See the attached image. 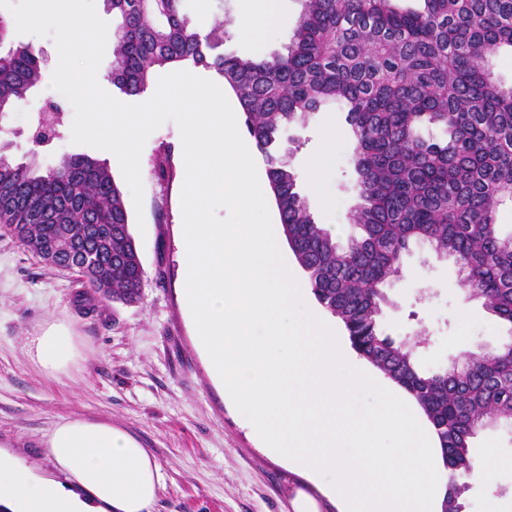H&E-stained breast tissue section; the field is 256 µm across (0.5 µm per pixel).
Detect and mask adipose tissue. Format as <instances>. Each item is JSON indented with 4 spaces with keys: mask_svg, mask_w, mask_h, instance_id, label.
Listing matches in <instances>:
<instances>
[{
    "mask_svg": "<svg viewBox=\"0 0 512 512\" xmlns=\"http://www.w3.org/2000/svg\"><path fill=\"white\" fill-rule=\"evenodd\" d=\"M33 343L48 372L62 370L74 357L70 337L55 329ZM45 445L63 480L40 476L0 452V512H149L163 484L149 449L109 423L59 422Z\"/></svg>",
    "mask_w": 512,
    "mask_h": 512,
    "instance_id": "ef3b65f1",
    "label": "adipose tissue"
}]
</instances>
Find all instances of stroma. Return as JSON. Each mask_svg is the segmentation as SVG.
Masks as SVG:
<instances>
[{
	"label": "stroma",
	"mask_w": 512,
	"mask_h": 512,
	"mask_svg": "<svg viewBox=\"0 0 512 512\" xmlns=\"http://www.w3.org/2000/svg\"><path fill=\"white\" fill-rule=\"evenodd\" d=\"M243 6L244 0H184L190 25L201 32L224 22L231 34L225 51L243 57L284 52L302 0H279L289 25L271 27L258 38L237 23ZM13 39L41 53L44 70L36 92L4 119L17 132L12 157L24 161L34 155L45 165L66 153L86 154L106 162L116 182L124 183L114 154L73 143L69 136L74 109L50 86L58 63L52 37L17 33ZM53 102L63 108L64 137L36 147L31 118ZM345 115L343 108L328 107L289 129L282 152L300 186H307L310 161L325 148L327 126L345 128ZM164 144L171 146L172 157L162 177L155 168L157 150ZM353 151L352 139L337 142L324 169L335 209H326L319 197H306L316 222L342 243L351 232L350 212L357 202ZM140 177L143 222L130 226L144 271L139 303L102 299L95 309H87L72 272L51 266L11 236H0V449L56 479L60 472L44 448L54 425L69 419L108 422L149 448L162 468L163 487L151 512H293L299 489L318 498L320 512H343L341 500L322 496L305 475L265 447L214 386L196 348L193 315L183 293L184 155L174 121L164 122L147 138ZM460 280L452 259L438 258L429 244L421 243L411 245L403 257L402 279L388 290L394 305L383 316L386 332L411 336L423 325L432 335L430 346L416 351L422 367L447 364L508 336L506 326L481 301L465 299ZM53 326L73 336L78 355L52 376L33 359L29 341ZM489 451L501 463L472 481L464 512H487L492 503L498 512H512V427L488 429L475 438V456Z\"/></svg>",
	"instance_id": "stroma-1"
}]
</instances>
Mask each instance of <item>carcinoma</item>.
Listing matches in <instances>:
<instances>
[{"instance_id": "carcinoma-1", "label": "carcinoma", "mask_w": 512, "mask_h": 512, "mask_svg": "<svg viewBox=\"0 0 512 512\" xmlns=\"http://www.w3.org/2000/svg\"><path fill=\"white\" fill-rule=\"evenodd\" d=\"M303 0L285 52L241 57L217 48L220 24L203 35L182 0H103L112 14L108 80L144 92L161 69L191 64L231 90L264 163L282 232L316 301L344 327L352 349L411 396L436 435L450 483L441 512H463L474 477L472 440L512 425V339L464 363L422 368L413 342L382 327L385 288L402 275L411 244L454 258L466 295L512 325V235L497 209L512 202V86L492 80L491 61L512 52V0ZM43 57L14 42L0 17V115L41 81ZM347 109L355 141L358 203L340 244L315 221L298 176L280 154L288 129L328 105ZM31 123L34 144L60 138V108ZM0 143V231L38 256L61 239V266L76 246L87 303H136L143 270L123 191L107 164L67 154L52 166L16 162Z\"/></svg>"}]
</instances>
